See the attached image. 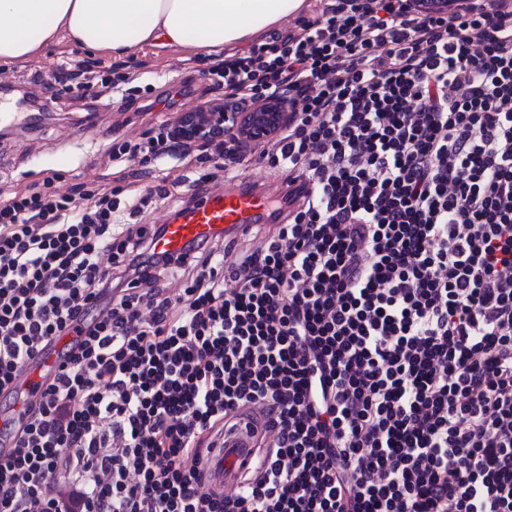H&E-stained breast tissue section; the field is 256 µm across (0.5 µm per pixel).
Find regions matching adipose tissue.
I'll list each match as a JSON object with an SVG mask.
<instances>
[{"label":"adipose tissue","instance_id":"adipose-tissue-1","mask_svg":"<svg viewBox=\"0 0 512 512\" xmlns=\"http://www.w3.org/2000/svg\"><path fill=\"white\" fill-rule=\"evenodd\" d=\"M303 0H0V61L35 53L58 33L123 54L149 41L209 52L298 12Z\"/></svg>","mask_w":512,"mask_h":512}]
</instances>
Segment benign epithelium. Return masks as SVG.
I'll return each instance as SVG.
<instances>
[{"mask_svg": "<svg viewBox=\"0 0 512 512\" xmlns=\"http://www.w3.org/2000/svg\"><path fill=\"white\" fill-rule=\"evenodd\" d=\"M463 0H405V7L423 14H446L457 8ZM209 122L202 123L197 113H186L185 120L177 126V135L189 142H202L210 137L209 130L224 129L232 135L234 143L243 148L259 147L288 125L292 113L285 100L268 99L258 101L243 112H210Z\"/></svg>", "mask_w": 512, "mask_h": 512, "instance_id": "1", "label": "benign epithelium"}]
</instances>
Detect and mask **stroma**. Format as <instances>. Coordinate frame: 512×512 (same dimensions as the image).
Wrapping results in <instances>:
<instances>
[{"label":"stroma","mask_w":512,"mask_h":512,"mask_svg":"<svg viewBox=\"0 0 512 512\" xmlns=\"http://www.w3.org/2000/svg\"><path fill=\"white\" fill-rule=\"evenodd\" d=\"M92 56L61 35L30 57L0 63V76L23 87L44 85L60 66L72 67ZM126 59L146 62L148 73L122 104L68 93L53 103L51 122L24 136L0 135V189H21L48 178L61 193L75 183L106 184L109 178L96 157L111 144L114 132L140 139L155 122L194 111L213 96L208 70L214 57L199 48L151 42L133 48ZM82 112L100 113L97 129L73 127L75 114Z\"/></svg>","instance_id":"stroma-1"}]
</instances>
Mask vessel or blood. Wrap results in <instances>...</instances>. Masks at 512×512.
<instances>
[{
    "instance_id": "obj_1",
    "label": "vessel or blood",
    "mask_w": 512,
    "mask_h": 512,
    "mask_svg": "<svg viewBox=\"0 0 512 512\" xmlns=\"http://www.w3.org/2000/svg\"><path fill=\"white\" fill-rule=\"evenodd\" d=\"M33 107L32 96L18 98L13 88L0 89V129L12 131L35 127L41 115L34 112ZM287 191L284 184L272 192L267 187L242 180L229 183L222 192L204 193L180 213L167 216L162 234L155 239V248L162 253L180 255L196 242L245 234L253 225L269 222L271 213ZM64 342V337L55 338L44 351L28 359L13 380L12 397L17 403L11 417L13 426L24 424L26 406L40 399L46 383L54 376ZM256 454L257 450L248 438L226 442L208 463L212 488L233 491L242 486V478Z\"/></svg>"
}]
</instances>
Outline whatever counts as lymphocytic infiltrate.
Segmentation results:
<instances>
[{
    "instance_id": "obj_1",
    "label": "lymphocytic infiltrate",
    "mask_w": 512,
    "mask_h": 512,
    "mask_svg": "<svg viewBox=\"0 0 512 512\" xmlns=\"http://www.w3.org/2000/svg\"><path fill=\"white\" fill-rule=\"evenodd\" d=\"M497 19L321 0L209 69L204 111L287 99L261 157L287 213L223 265L156 252L108 186L0 195V390L77 332L0 460V512H512V0ZM63 78L96 98L125 74ZM161 121L106 167L222 158ZM189 284L178 296L163 282ZM244 425L234 493L200 465Z\"/></svg>"
}]
</instances>
